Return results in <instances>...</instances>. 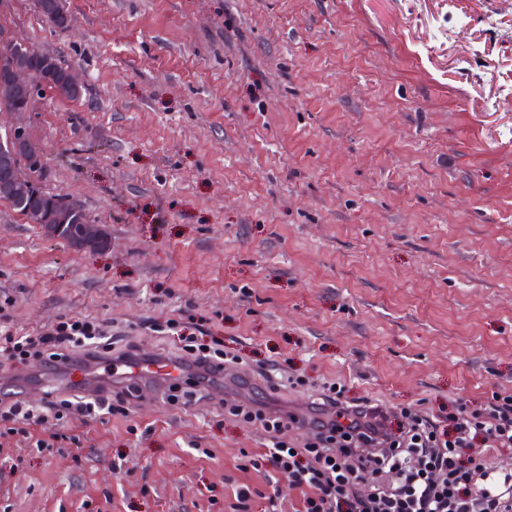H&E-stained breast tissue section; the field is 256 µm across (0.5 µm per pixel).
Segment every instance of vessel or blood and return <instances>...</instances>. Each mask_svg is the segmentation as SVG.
Listing matches in <instances>:
<instances>
[{"mask_svg": "<svg viewBox=\"0 0 512 512\" xmlns=\"http://www.w3.org/2000/svg\"><path fill=\"white\" fill-rule=\"evenodd\" d=\"M185 363L174 359L139 356L133 359L103 361L66 367L56 374L57 389H78L83 395L96 394L104 383L112 380L135 379L148 387L179 384L189 375Z\"/></svg>", "mask_w": 512, "mask_h": 512, "instance_id": "1", "label": "vessel or blood"}]
</instances>
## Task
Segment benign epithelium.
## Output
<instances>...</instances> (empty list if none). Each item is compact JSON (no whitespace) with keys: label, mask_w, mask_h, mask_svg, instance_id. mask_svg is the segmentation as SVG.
I'll return each mask as SVG.
<instances>
[{"label":"benign epithelium","mask_w":512,"mask_h":512,"mask_svg":"<svg viewBox=\"0 0 512 512\" xmlns=\"http://www.w3.org/2000/svg\"><path fill=\"white\" fill-rule=\"evenodd\" d=\"M57 70L56 62L49 59L38 70L10 69L8 78L12 85L28 90L50 81ZM41 165V156L29 151L22 126L13 127L4 136L0 134V191L38 203L44 220L41 228L48 237L64 241L78 251L91 252L107 247L109 240L101 225L89 220L76 221V204L61 195L48 201L41 199L42 193L30 176L31 170Z\"/></svg>","instance_id":"1"}]
</instances>
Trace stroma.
I'll return each mask as SVG.
<instances>
[{
    "mask_svg": "<svg viewBox=\"0 0 512 512\" xmlns=\"http://www.w3.org/2000/svg\"><path fill=\"white\" fill-rule=\"evenodd\" d=\"M0 0V30L83 85L21 122L41 188L109 238L82 252L0 200L12 331L99 323L173 355L191 317L248 379L304 410L324 386L440 418L512 392V0ZM39 360L0 391L40 404ZM73 444L0 437V512H291L253 468L270 436L224 388L142 394L70 421Z\"/></svg>",
    "mask_w": 512,
    "mask_h": 512,
    "instance_id": "35a3bbf8",
    "label": "stroma"
}]
</instances>
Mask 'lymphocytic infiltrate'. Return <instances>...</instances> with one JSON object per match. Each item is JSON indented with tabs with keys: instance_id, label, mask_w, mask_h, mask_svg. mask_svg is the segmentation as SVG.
<instances>
[{
	"instance_id": "lymphocytic-infiltrate-1",
	"label": "lymphocytic infiltrate",
	"mask_w": 512,
	"mask_h": 512,
	"mask_svg": "<svg viewBox=\"0 0 512 512\" xmlns=\"http://www.w3.org/2000/svg\"><path fill=\"white\" fill-rule=\"evenodd\" d=\"M111 351V337L85 320L35 335L0 334V361L33 354L51 372L75 355L98 360ZM311 407L315 439L303 450L278 438L298 423L297 415L274 414L255 400L230 408L232 415L272 434L262 459L304 491L303 512H512V471L496 460L497 451L512 449L511 393L496 395L477 410L459 404L444 425L420 414L412 425H403L370 401L344 400L333 385ZM124 411L104 391L91 399L48 394L37 407L4 393L0 436L31 433L50 418L64 423L78 414L100 420Z\"/></svg>"
}]
</instances>
